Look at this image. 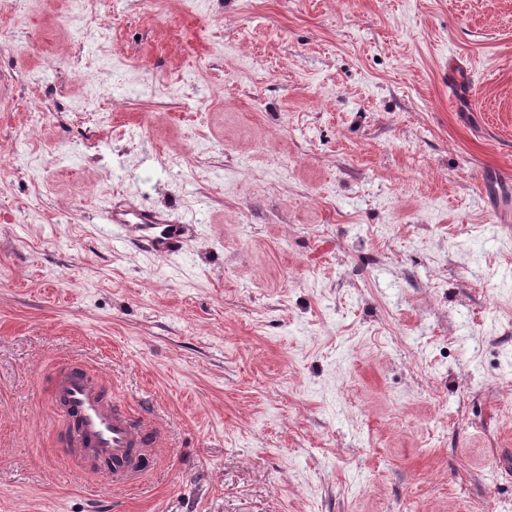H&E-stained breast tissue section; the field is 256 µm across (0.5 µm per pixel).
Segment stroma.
Masks as SVG:
<instances>
[{
    "label": "stroma",
    "mask_w": 512,
    "mask_h": 512,
    "mask_svg": "<svg viewBox=\"0 0 512 512\" xmlns=\"http://www.w3.org/2000/svg\"><path fill=\"white\" fill-rule=\"evenodd\" d=\"M509 174L512 0H0V512H512ZM106 224H119L141 247L158 255L180 249L190 227L186 221H170L158 212L139 205H112ZM48 393L68 431L72 462L81 468L89 458L112 463V484L127 486L142 476L155 441L142 417L121 407L98 376L70 364L51 377Z\"/></svg>",
    "instance_id": "35a3bbf8"
}]
</instances>
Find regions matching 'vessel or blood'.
I'll use <instances>...</instances> for the list:
<instances>
[{
  "mask_svg": "<svg viewBox=\"0 0 512 512\" xmlns=\"http://www.w3.org/2000/svg\"><path fill=\"white\" fill-rule=\"evenodd\" d=\"M108 223L122 225L141 247L158 255L180 249L188 230L139 205L112 206ZM48 393L68 431L72 462L79 467L94 459L112 466V483H137L154 445L144 418L121 407L98 376L70 364L51 377Z\"/></svg>",
  "mask_w": 512,
  "mask_h": 512,
  "instance_id": "1",
  "label": "vessel or blood"
}]
</instances>
